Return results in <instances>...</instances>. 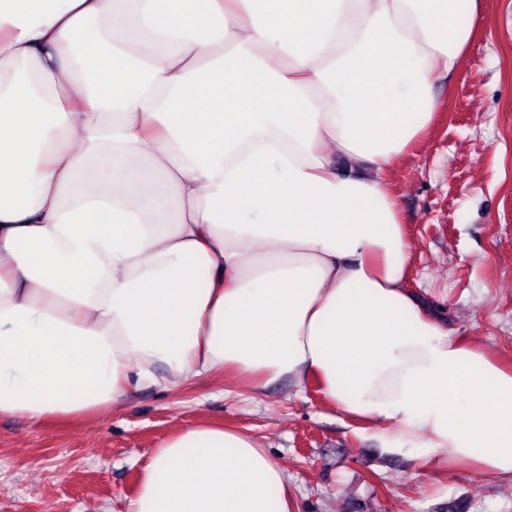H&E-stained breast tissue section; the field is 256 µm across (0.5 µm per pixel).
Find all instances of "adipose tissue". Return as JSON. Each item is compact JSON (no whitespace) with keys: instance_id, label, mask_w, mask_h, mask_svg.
Segmentation results:
<instances>
[{"instance_id":"adipose-tissue-1","label":"adipose tissue","mask_w":512,"mask_h":512,"mask_svg":"<svg viewBox=\"0 0 512 512\" xmlns=\"http://www.w3.org/2000/svg\"><path fill=\"white\" fill-rule=\"evenodd\" d=\"M479 0H0V416L216 372L316 382L383 447L512 481V368L409 287L382 176L428 131ZM127 512H299L201 421Z\"/></svg>"}]
</instances>
